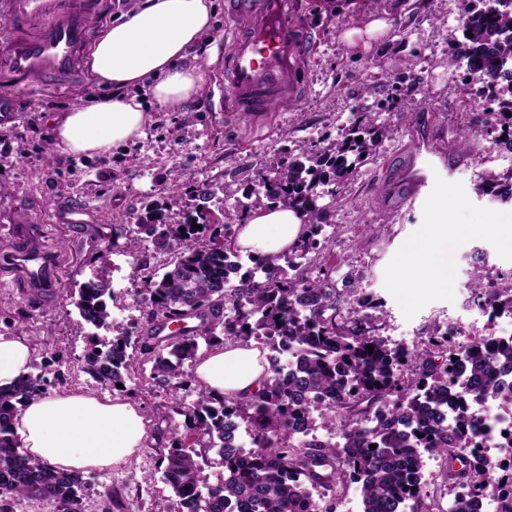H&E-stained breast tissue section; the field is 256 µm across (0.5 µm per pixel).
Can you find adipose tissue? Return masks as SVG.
Returning a JSON list of instances; mask_svg holds the SVG:
<instances>
[{
	"instance_id": "obj_1",
	"label": "adipose tissue",
	"mask_w": 512,
	"mask_h": 512,
	"mask_svg": "<svg viewBox=\"0 0 512 512\" xmlns=\"http://www.w3.org/2000/svg\"><path fill=\"white\" fill-rule=\"evenodd\" d=\"M210 0H139L136 7L102 29L87 66L104 94L81 101L57 124L56 146L80 157L108 153L141 137L148 121L141 103L122 96L130 86L148 87L160 106L181 110L203 89L200 67L188 64L192 49L212 32ZM435 224L409 250L400 274L405 288L448 283V200L434 205ZM306 230L302 212L292 208L253 210L238 225L235 245L242 252L276 256L298 243ZM268 363L259 349L225 344L197 359L194 374L215 395L255 393ZM32 370V349L20 336L0 335V388ZM25 452L59 469H106L125 464L143 448L146 422L134 402L82 392L29 399L13 418Z\"/></svg>"
}]
</instances>
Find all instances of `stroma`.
I'll list each match as a JSON object with an SVG mask.
<instances>
[{
	"instance_id": "obj_1",
	"label": "stroma",
	"mask_w": 512,
	"mask_h": 512,
	"mask_svg": "<svg viewBox=\"0 0 512 512\" xmlns=\"http://www.w3.org/2000/svg\"><path fill=\"white\" fill-rule=\"evenodd\" d=\"M213 32L192 52L205 84L186 111L159 106L148 90L136 97L149 115L141 138L110 154L71 157L59 153L55 125L81 100L98 93L94 79L66 92L32 84L0 88V243L20 238L57 259V284L49 301L35 303L16 269L0 264V334L25 337L35 372L49 380L48 393L85 392L123 396L139 403L147 421L143 448L127 464L84 471L89 512H171L175 496L159 467L184 418L171 414L165 389L151 385L150 366L125 379L124 389L97 383L82 366L88 326L72 297L92 276L108 280L114 292L112 323L127 328L143 315V297L129 286L135 261L147 274L162 273L170 257L145 248L132 232L145 207L162 202L178 174L197 184L242 182L259 164L274 168L283 151L299 153L326 134L336 133L351 113L381 111L392 131L380 139L376 160L357 170L339 188L329 248L319 262L355 279L359 293L383 305L384 337L412 344L434 326L469 329L485 315L470 291L474 276L512 278V245L502 227L512 225V202L477 195L478 174L498 168L500 150L490 138L465 132L473 113L492 111L482 92L463 94L464 71L455 62L445 18L461 0H296L318 37L310 51L308 97L295 109L237 118L224 112V52L231 31L225 0H213ZM386 17L391 33L369 48L350 49L342 33ZM417 65L408 71L401 60ZM446 163L437 192L448 197V216L459 231L448 241V285L406 292L399 274L409 246L433 223L431 201L413 209L401 205L402 167L416 142ZM81 208V224L56 223L52 208ZM116 240L107 265L95 260L92 244ZM426 503L446 512L456 494L448 463L424 456Z\"/></svg>"
}]
</instances>
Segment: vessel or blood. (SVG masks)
<instances>
[{
	"mask_svg": "<svg viewBox=\"0 0 512 512\" xmlns=\"http://www.w3.org/2000/svg\"><path fill=\"white\" fill-rule=\"evenodd\" d=\"M109 0H11L0 25V83L69 84L84 75V51ZM231 48L224 59L226 111L269 112L302 103L308 93L306 60L312 29L298 17L292 0H229ZM403 198L414 208L434 189L424 170L411 168ZM12 261L32 287L33 298L51 292L54 259L41 248L16 241Z\"/></svg>",
	"mask_w": 512,
	"mask_h": 512,
	"instance_id": "b4317fda",
	"label": "vessel or blood"
}]
</instances>
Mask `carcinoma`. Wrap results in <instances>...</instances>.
Returning a JSON list of instances; mask_svg holds the SVG:
<instances>
[{"label":"carcinoma","instance_id":"1","mask_svg":"<svg viewBox=\"0 0 512 512\" xmlns=\"http://www.w3.org/2000/svg\"><path fill=\"white\" fill-rule=\"evenodd\" d=\"M461 21L464 35L453 29L449 36L466 81L512 95V0H464ZM354 116L335 138H325L326 145L303 149L302 163L285 154L271 174L260 168L235 189L224 184V200L234 203L224 209L222 224L211 221L210 188L191 184L187 175L168 185L172 200L185 192L202 207L180 212L175 222L166 210L152 208L145 223L134 225L155 252L174 256L159 276L143 275L139 260L132 264L131 278L144 283L145 326L114 329L107 283L90 280L79 289L75 306L81 318L112 332L103 340L91 334L83 371L115 387L149 361L151 380L171 391L173 411L185 419L190 434L174 437L161 462L175 512H302L314 507L310 489L339 496L350 482L360 484L363 512H404L408 501L416 504L412 512H422V460L411 472L400 462L401 454L418 457L422 449L447 459L449 475L460 484L475 493L493 492L501 512H512V447L500 449L503 459L494 464L478 445L489 430L485 414L470 412L462 424L445 426L440 413L450 386L464 400L512 406V338L497 341L491 363L483 355L485 342H474L460 372L441 327L419 345L391 347L381 334L382 317L373 314L378 305L354 293L343 313L342 294L329 273L308 276L328 249L329 239L319 235L336 210L338 186L375 160L377 139L389 128L379 112ZM498 130L495 144L512 153V115L497 113L494 126L478 112L467 134L486 137ZM474 191L512 201V171L484 172ZM279 205L301 211L308 234L281 255H251L247 266L230 261L240 257L234 223L258 207ZM472 295L491 315L512 312V280L492 286L479 278ZM187 316L199 319L192 333L172 336L161 348L150 344L159 322ZM252 340L271 351L293 347L298 363L286 372L267 357L270 376L249 398L216 397L184 369L203 346ZM135 344L138 358L128 352ZM495 367L497 377L491 374ZM47 384L44 375L31 373L13 389L0 390V512H11L20 498L45 502L54 512H88L82 472L33 460L11 430L17 406L45 394ZM377 404L389 412L371 422ZM340 411L347 414L342 442L297 443V434L314 429L313 413L334 424ZM239 419L250 426L247 450L238 447ZM210 453L223 469L214 483L200 463ZM456 461L464 469H454Z\"/></svg>","mask_w":512,"mask_h":512}]
</instances>
